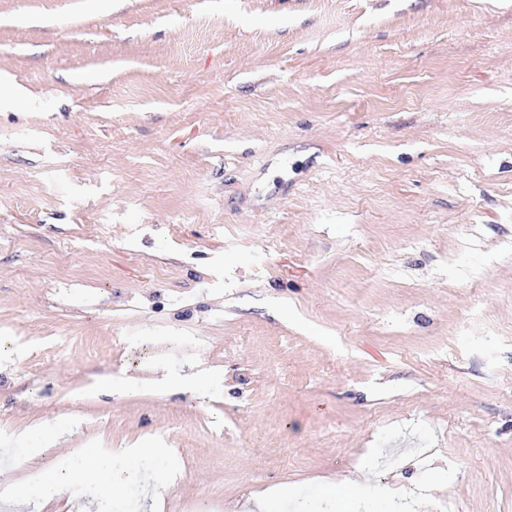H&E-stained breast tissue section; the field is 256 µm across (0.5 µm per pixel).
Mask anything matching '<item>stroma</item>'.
I'll use <instances>...</instances> for the list:
<instances>
[{
  "label": "stroma",
  "mask_w": 512,
  "mask_h": 512,
  "mask_svg": "<svg viewBox=\"0 0 512 512\" xmlns=\"http://www.w3.org/2000/svg\"><path fill=\"white\" fill-rule=\"evenodd\" d=\"M78 448L512 512V0H0V483Z\"/></svg>",
  "instance_id": "1"
}]
</instances>
